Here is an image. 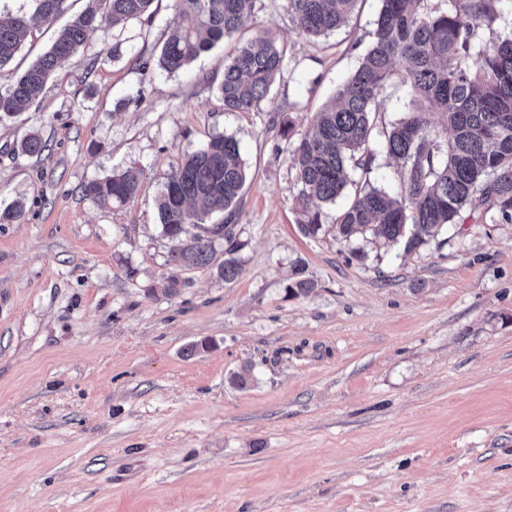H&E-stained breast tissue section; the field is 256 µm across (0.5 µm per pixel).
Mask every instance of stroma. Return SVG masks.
I'll return each mask as SVG.
<instances>
[{"mask_svg": "<svg viewBox=\"0 0 512 512\" xmlns=\"http://www.w3.org/2000/svg\"><path fill=\"white\" fill-rule=\"evenodd\" d=\"M380 7L359 0L312 44L258 0L241 37L285 42L286 66L258 110L228 112L230 45L162 73L174 0H156L0 122V208L25 203L0 224V512H512V223L469 219L408 254L308 238L275 151L281 121L304 131L355 71ZM53 36L27 38L0 89ZM31 131L42 156L17 151ZM215 134L247 168L242 273L186 271L171 296L156 198ZM132 164V200L82 196ZM297 264L314 288L290 298Z\"/></svg>", "mask_w": 512, "mask_h": 512, "instance_id": "1", "label": "stroma"}]
</instances>
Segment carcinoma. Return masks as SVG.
<instances>
[{
	"instance_id": "obj_1",
	"label": "carcinoma",
	"mask_w": 512,
	"mask_h": 512,
	"mask_svg": "<svg viewBox=\"0 0 512 512\" xmlns=\"http://www.w3.org/2000/svg\"><path fill=\"white\" fill-rule=\"evenodd\" d=\"M0 21V68L23 40L69 8V0H31ZM155 0H84V8L57 31L50 48L6 90H0V122L28 112L48 79L76 57L99 29L129 21L151 22ZM356 0H285L298 35L318 40L346 24ZM257 0H175L170 33L158 68L173 75L217 44L234 38L253 20ZM512 0H382L370 47L334 102L315 113L306 131L295 134L281 123L287 160L298 186L301 232L327 233L320 204L348 201L336 214V236L350 243L372 235L406 253L419 250L454 224L462 213L493 211L512 220V33L489 41L478 27L492 22L495 5ZM287 47L255 36L224 65L220 92L226 112H253L268 96L286 63ZM478 58L477 67L470 60ZM399 75L412 93L405 116L378 122L377 97ZM450 134L441 148L438 123ZM19 149L40 156L49 149L39 133L23 136ZM400 168L401 189L392 194L355 180L370 172L378 151ZM247 180L238 140L216 134L173 167L160 190L157 211L162 234L172 242L166 265L179 270L213 267L218 248L224 282L242 273L236 257L243 243L229 222ZM141 169L129 166L83 185L100 207L136 196ZM227 213L218 222L215 214ZM16 200L0 209V223L23 217Z\"/></svg>"
}]
</instances>
